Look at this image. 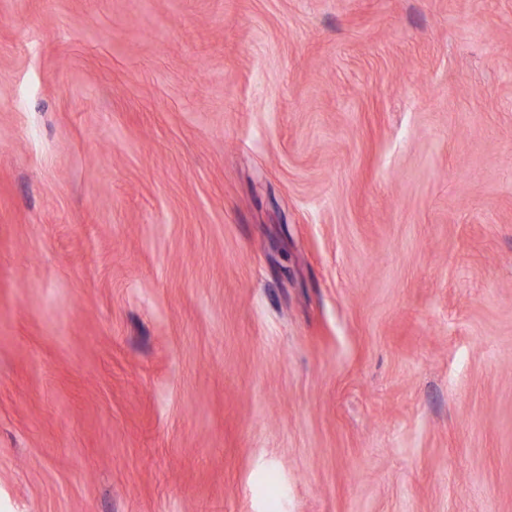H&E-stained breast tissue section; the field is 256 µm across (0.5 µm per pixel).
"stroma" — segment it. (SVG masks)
<instances>
[{"label":"stroma","instance_id":"35a3bbf8","mask_svg":"<svg viewBox=\"0 0 512 512\" xmlns=\"http://www.w3.org/2000/svg\"><path fill=\"white\" fill-rule=\"evenodd\" d=\"M0 512H512V0H0Z\"/></svg>","mask_w":512,"mask_h":512}]
</instances>
